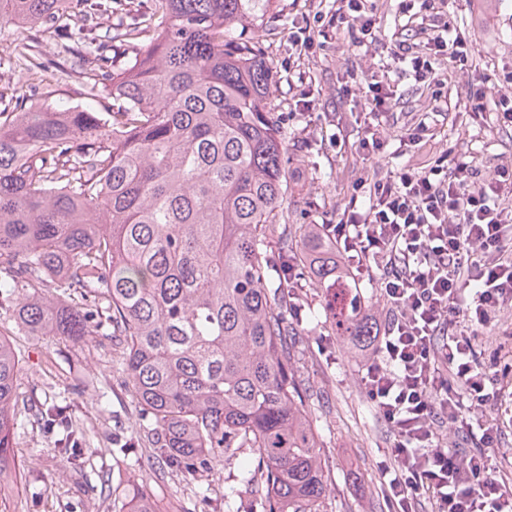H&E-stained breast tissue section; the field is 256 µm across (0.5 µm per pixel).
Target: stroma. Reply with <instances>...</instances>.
I'll return each instance as SVG.
<instances>
[{
    "label": "stroma",
    "instance_id": "obj_1",
    "mask_svg": "<svg viewBox=\"0 0 512 512\" xmlns=\"http://www.w3.org/2000/svg\"><path fill=\"white\" fill-rule=\"evenodd\" d=\"M320 0H274L268 25L272 30V58L278 81L272 89L279 120L288 139L290 168L294 175L291 198L303 210L307 224L334 219L349 199L351 171L357 161L339 150L329 130L337 117L368 111L370 103L357 88L343 89L346 70L361 71L370 57L354 50L346 40H331L324 49L305 59L290 57L289 30L294 18L318 8ZM451 10L473 41L487 67L459 71L448 85L446 101L433 99L430 90L415 85L408 75L397 83L400 105L384 127L390 147H398L405 129L423 113L444 109L455 112L450 123H438L435 153L455 148L460 154L475 153L483 161V173H492L504 161H512V126L495 121L473 122L464 114L463 101L472 78L484 80L489 97L512 96V84L504 79L512 71V0H452ZM34 38L43 62L56 63L68 74L60 89L72 104H79V89L86 78L100 71L94 56L65 52L63 42L51 30H25L12 24L0 26V86L18 81L22 73L10 57L13 40ZM330 208L307 209L320 197ZM0 337L10 342L19 358L15 411L20 421L12 438L17 459L26 465V481L39 491L27 496L12 483L0 485V512H120L118 491L146 488L157 512H253L252 495L236 480V470L224 462L198 477L209 491L200 501L185 491L184 483L160 474L147 439L138 438V406L126 383V375L114 364L118 351L108 336L76 341L64 336H38L21 328L14 306H0ZM298 371L309 388L307 403L317 416L324 436L328 493L323 512H391L379 482L378 463L384 458L388 432L371 403L358 387L361 356L351 353L338 337L328 335L320 320L302 324L296 344ZM66 399L76 427L85 435L93 455L85 462L87 481L76 485L69 470L56 460L57 434L44 428L31 404ZM135 439L137 465L113 456L114 438ZM232 497H225V490Z\"/></svg>",
    "mask_w": 512,
    "mask_h": 512
}]
</instances>
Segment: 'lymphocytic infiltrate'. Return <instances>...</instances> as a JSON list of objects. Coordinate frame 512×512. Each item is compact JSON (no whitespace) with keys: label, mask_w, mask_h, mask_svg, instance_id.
<instances>
[{"label":"lymphocytic infiltrate","mask_w":512,"mask_h":512,"mask_svg":"<svg viewBox=\"0 0 512 512\" xmlns=\"http://www.w3.org/2000/svg\"><path fill=\"white\" fill-rule=\"evenodd\" d=\"M406 32L393 59L415 83L440 85L433 66L449 56L466 65L474 49L448 0H401ZM380 19L371 0H333L297 26L299 56L346 34L368 52ZM371 102L357 138L337 122L335 140L351 143L361 165L348 203L327 227L346 261L380 289L388 313L357 378L389 432L380 484L394 512H512V474L498 466L512 428V376L482 362L477 346L504 308L512 307V165L491 177L455 151L426 152L435 140L422 115L400 143L420 166L379 171L382 129L400 97L389 66L372 64L358 83ZM469 115L512 126V98L488 100L483 82L466 91ZM499 406L498 418L474 410Z\"/></svg>","instance_id":"f902f5d3"}]
</instances>
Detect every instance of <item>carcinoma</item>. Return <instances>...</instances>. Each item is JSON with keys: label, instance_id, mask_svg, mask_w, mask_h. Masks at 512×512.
Segmentation results:
<instances>
[{"label": "carcinoma", "instance_id": "1", "mask_svg": "<svg viewBox=\"0 0 512 512\" xmlns=\"http://www.w3.org/2000/svg\"><path fill=\"white\" fill-rule=\"evenodd\" d=\"M114 0H0V25L47 27L81 48L145 40L139 55L67 104L36 46L13 54L27 79L0 89V304L18 323L76 340L106 330L163 468L194 476L222 457L262 512H319L321 433L305 408L291 337L317 288L325 326L356 349L377 335L336 242L291 208L277 72L262 21L273 0H151L100 36L69 23ZM19 359L0 338V480L18 481ZM36 415L79 466L64 407ZM127 512H156L140 491Z\"/></svg>", "mask_w": 512, "mask_h": 512}]
</instances>
